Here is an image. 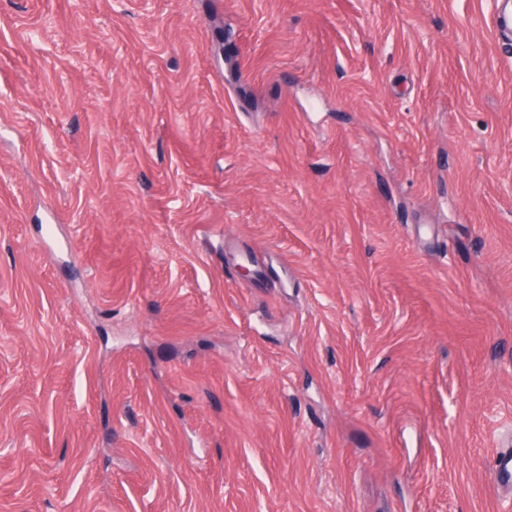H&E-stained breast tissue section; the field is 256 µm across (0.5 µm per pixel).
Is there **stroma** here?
<instances>
[{
    "label": "stroma",
    "mask_w": 512,
    "mask_h": 512,
    "mask_svg": "<svg viewBox=\"0 0 512 512\" xmlns=\"http://www.w3.org/2000/svg\"><path fill=\"white\" fill-rule=\"evenodd\" d=\"M512 0H0V512H512Z\"/></svg>",
    "instance_id": "stroma-1"
}]
</instances>
